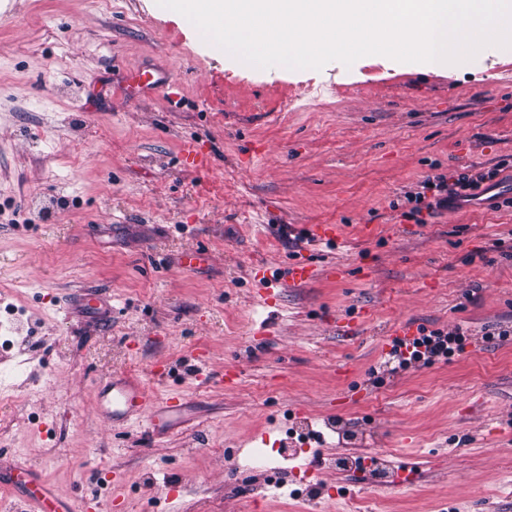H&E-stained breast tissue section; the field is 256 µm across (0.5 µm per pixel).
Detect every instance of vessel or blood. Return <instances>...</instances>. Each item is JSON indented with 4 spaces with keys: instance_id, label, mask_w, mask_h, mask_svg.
Listing matches in <instances>:
<instances>
[{
    "instance_id": "b4317fda",
    "label": "vessel or blood",
    "mask_w": 512,
    "mask_h": 512,
    "mask_svg": "<svg viewBox=\"0 0 512 512\" xmlns=\"http://www.w3.org/2000/svg\"><path fill=\"white\" fill-rule=\"evenodd\" d=\"M173 81L168 71L161 66L147 72L146 80H137L126 88L127 94L145 95L172 88ZM181 166L189 171L203 172L211 164V155L204 144L188 142L180 154ZM348 270L338 264L316 265L306 259H295L288 263L284 278L270 276L267 268L258 267L254 278L262 286L264 306H275L280 288H299L320 277L345 278ZM422 335L419 324L403 321L388 330L381 343L383 354L392 351L408 353L413 343ZM185 402L182 397L155 396L154 392L137 380L128 377L112 378L102 383L97 414L113 427L142 426L150 437L163 436L184 424ZM13 474L4 481L9 491L23 490V503L28 512H101V505L93 499L67 502L58 499L51 489L27 466L17 463Z\"/></svg>"
}]
</instances>
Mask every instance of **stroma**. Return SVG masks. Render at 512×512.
Listing matches in <instances>:
<instances>
[{
    "instance_id": "stroma-1",
    "label": "stroma",
    "mask_w": 512,
    "mask_h": 512,
    "mask_svg": "<svg viewBox=\"0 0 512 512\" xmlns=\"http://www.w3.org/2000/svg\"><path fill=\"white\" fill-rule=\"evenodd\" d=\"M153 65L176 95L121 93ZM511 70L494 49L451 72L382 55L258 69L155 0H0V454L124 512H512V442L490 433L512 425V208L404 217L435 174L512 184ZM189 141L209 170L179 167ZM306 224L336 225V244ZM293 258L349 273L268 313L252 270ZM89 293L111 317L69 313ZM402 320L459 325L465 347L390 373L380 344ZM113 374L180 395L189 424L109 428L95 398ZM261 432L277 490L229 454ZM370 454L409 485L347 468ZM313 459L322 479L296 495Z\"/></svg>"
}]
</instances>
